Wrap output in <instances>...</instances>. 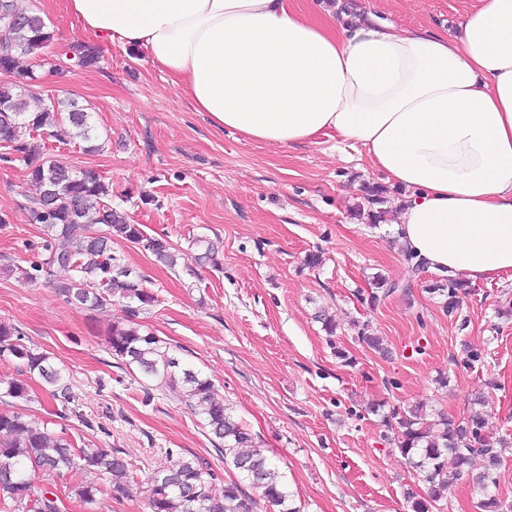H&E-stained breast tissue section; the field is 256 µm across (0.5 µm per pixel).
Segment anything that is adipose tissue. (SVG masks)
Listing matches in <instances>:
<instances>
[{
  "label": "adipose tissue",
  "mask_w": 512,
  "mask_h": 512,
  "mask_svg": "<svg viewBox=\"0 0 512 512\" xmlns=\"http://www.w3.org/2000/svg\"><path fill=\"white\" fill-rule=\"evenodd\" d=\"M95 36L143 48L213 125L277 146L328 132L405 195L395 232L436 274L512 270V0L453 37L288 0H68Z\"/></svg>",
  "instance_id": "obj_1"
}]
</instances>
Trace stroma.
<instances>
[{"label":"stroma","instance_id":"35a3bbf8","mask_svg":"<svg viewBox=\"0 0 512 512\" xmlns=\"http://www.w3.org/2000/svg\"><path fill=\"white\" fill-rule=\"evenodd\" d=\"M54 34L43 57L19 58L18 68L44 79L46 95L88 108L105 147L86 152L79 139L47 137L44 152L75 169L93 168L112 185V206L147 234H167L188 250L203 236L220 244L218 266L188 260L168 268L137 245L116 239L114 254L136 270L158 302L141 323L181 347L210 378L259 446L283 473L300 512H407L405 493L426 494L408 459L381 420L392 408L421 404L427 413L466 418L484 394V433L504 440L496 472L512 503V273L473 284L448 315L429 293L435 274L411 277L391 223L369 227L356 214L363 182H382L362 147L336 135L279 147L212 125L170 77L133 51L84 31L66 0H25ZM337 21L372 11L403 29L453 33L477 0H341ZM94 47L96 67L49 74L73 44ZM0 147V322L18 327L48 351L70 384L68 399L34 384L35 399L13 411L65 432L82 448H119L138 476L166 451L192 453L217 474L224 494V457L178 395L154 385L143 402L139 385L117 368L107 348L122 305L76 308L53 280L32 282L18 270L42 252L38 225L25 207L35 189L22 163ZM321 251L320 267L305 266ZM382 274L413 278L410 292L370 305L369 283ZM328 308L338 324L327 336L315 314ZM369 322L387 355L360 342L352 321ZM354 363L342 365L335 348ZM477 361H470V354ZM91 479L37 473L35 491L49 489L59 512H148L144 497L105 489L93 506L76 491Z\"/></svg>","mask_w":512,"mask_h":512}]
</instances>
